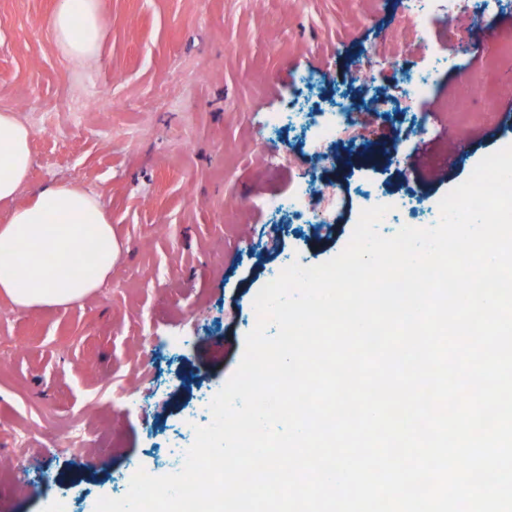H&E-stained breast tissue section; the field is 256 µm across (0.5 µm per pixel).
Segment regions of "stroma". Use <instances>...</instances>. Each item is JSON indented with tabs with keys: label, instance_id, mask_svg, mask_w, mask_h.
Segmentation results:
<instances>
[{
	"label": "stroma",
	"instance_id": "1",
	"mask_svg": "<svg viewBox=\"0 0 512 512\" xmlns=\"http://www.w3.org/2000/svg\"><path fill=\"white\" fill-rule=\"evenodd\" d=\"M54 4L0 0V110L34 131L19 199L50 184L99 194L119 254L70 305L21 308L0 295V468L13 471L0 479V512H94L138 470L178 472L180 449L211 423L208 406L241 362L253 299L280 268L337 256L381 192L397 201L381 235L437 224L438 202L512 146V123L482 101L466 133L451 110L480 79L512 100V68L485 67L501 30L477 39L466 11L101 0L100 53L80 63L55 45ZM405 68L430 81V96L369 113ZM344 102L362 141L316 153L321 123ZM336 180L353 207L333 213L317 190ZM317 224L337 230L318 240ZM69 431L84 452L55 448Z\"/></svg>",
	"mask_w": 512,
	"mask_h": 512
}]
</instances>
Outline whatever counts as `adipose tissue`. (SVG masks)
I'll return each mask as SVG.
<instances>
[{
	"mask_svg": "<svg viewBox=\"0 0 512 512\" xmlns=\"http://www.w3.org/2000/svg\"><path fill=\"white\" fill-rule=\"evenodd\" d=\"M100 0H56L50 24L58 50L73 60L97 56L103 36ZM33 132L15 113L0 111V294L23 308L64 306L91 295L112 269L119 248L98 194L50 185L29 201L18 193L32 166ZM93 264L91 275L71 269Z\"/></svg>",
	"mask_w": 512,
	"mask_h": 512,
	"instance_id": "1",
	"label": "adipose tissue"
}]
</instances>
